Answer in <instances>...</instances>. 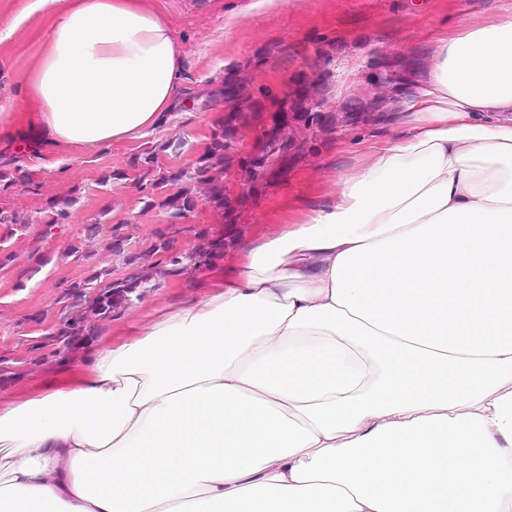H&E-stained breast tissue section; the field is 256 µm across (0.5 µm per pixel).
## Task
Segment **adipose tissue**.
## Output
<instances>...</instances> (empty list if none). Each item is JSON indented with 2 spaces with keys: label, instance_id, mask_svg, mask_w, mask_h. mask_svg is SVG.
Masks as SVG:
<instances>
[{
  "label": "adipose tissue",
  "instance_id": "1",
  "mask_svg": "<svg viewBox=\"0 0 512 512\" xmlns=\"http://www.w3.org/2000/svg\"><path fill=\"white\" fill-rule=\"evenodd\" d=\"M403 131L304 223L0 409L8 512H512V0L437 36ZM143 0H69L21 98L93 148L170 112Z\"/></svg>",
  "mask_w": 512,
  "mask_h": 512
}]
</instances>
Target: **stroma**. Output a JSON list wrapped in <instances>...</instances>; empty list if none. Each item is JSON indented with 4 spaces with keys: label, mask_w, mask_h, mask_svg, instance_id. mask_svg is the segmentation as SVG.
<instances>
[{
    "label": "stroma",
    "mask_w": 512,
    "mask_h": 512,
    "mask_svg": "<svg viewBox=\"0 0 512 512\" xmlns=\"http://www.w3.org/2000/svg\"><path fill=\"white\" fill-rule=\"evenodd\" d=\"M33 0H0V108L21 96L31 67L41 52L54 11L32 9ZM166 20L181 57V81L167 120L144 134L85 149L69 145L38 151L18 149L17 136L31 135L33 112H17L12 136H0V170L22 176L24 185L0 191V208L27 214L32 223L13 233L0 229V361L13 373L0 382V406L37 392L54 366L53 332L70 310L59 298L67 284L99 269L121 276V257L107 245L111 230L124 224L132 250L142 252L156 229L170 224L169 213L147 207L136 181L115 180L131 157L165 141L174 151L159 153L161 168L190 164L207 143L213 125L230 110L224 84L243 75L239 96L254 98L267 111L286 94L295 93L307 74L321 75L318 96L323 112L338 111L342 102L367 101L382 56L411 58L427 69L432 43L441 26L487 17L497 0H281L273 8H252V0H145ZM406 116L392 110L378 121L338 128L322 136L312 152L292 157L287 167L226 224L222 211L200 204L186 223L223 233L221 267L246 261L244 243L278 235L284 226L302 223L312 202L336 191L339 171L351 167L378 143L395 135ZM69 200V217L61 232L42 237L50 201ZM96 224L94 242L83 240L85 225ZM81 243L84 255L71 256ZM140 300L102 323L93 346L121 344L159 321L191 298L217 292L213 271L188 277L165 274Z\"/></svg>",
    "instance_id": "stroma-1"
}]
</instances>
